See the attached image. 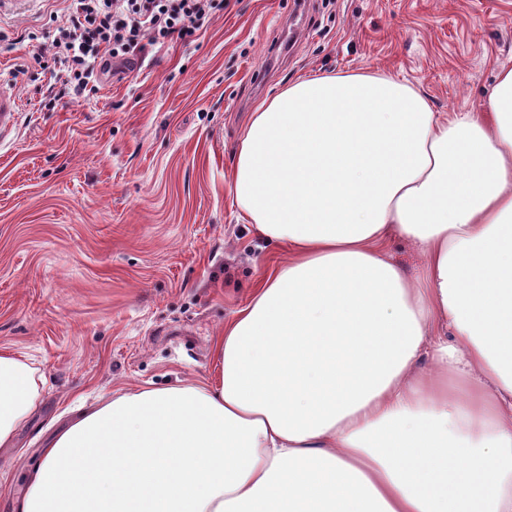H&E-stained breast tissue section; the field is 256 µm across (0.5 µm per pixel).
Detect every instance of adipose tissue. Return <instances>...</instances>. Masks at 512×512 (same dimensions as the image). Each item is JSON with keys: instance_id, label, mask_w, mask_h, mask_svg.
Returning <instances> with one entry per match:
<instances>
[{"instance_id": "obj_1", "label": "adipose tissue", "mask_w": 512, "mask_h": 512, "mask_svg": "<svg viewBox=\"0 0 512 512\" xmlns=\"http://www.w3.org/2000/svg\"><path fill=\"white\" fill-rule=\"evenodd\" d=\"M231 185L285 257L225 323L219 379L88 409L18 512H512V69L479 114L391 77L292 82ZM36 392L1 351V448ZM393 260L409 273L421 264V257L415 246L406 240H395L388 248Z\"/></svg>"}]
</instances>
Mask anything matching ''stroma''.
<instances>
[{
  "instance_id": "1",
  "label": "stroma",
  "mask_w": 512,
  "mask_h": 512,
  "mask_svg": "<svg viewBox=\"0 0 512 512\" xmlns=\"http://www.w3.org/2000/svg\"><path fill=\"white\" fill-rule=\"evenodd\" d=\"M62 8L0 7V82L22 102L0 130V350L38 382L34 413L0 448V512H16L74 408L215 378L217 336L282 255L231 195L264 98L305 76L369 73L431 111H477L512 68V0H227L189 41L147 46L49 111L34 58Z\"/></svg>"
}]
</instances>
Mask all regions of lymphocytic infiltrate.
Returning a JSON list of instances; mask_svg holds the SVG:
<instances>
[{"label":"lymphocytic infiltrate","instance_id":"lymphocytic-infiltrate-1","mask_svg":"<svg viewBox=\"0 0 512 512\" xmlns=\"http://www.w3.org/2000/svg\"><path fill=\"white\" fill-rule=\"evenodd\" d=\"M68 14L52 42L54 83L47 107L80 96L96 80L100 54L121 61L145 42L186 41L223 10L224 0H68Z\"/></svg>","mask_w":512,"mask_h":512}]
</instances>
